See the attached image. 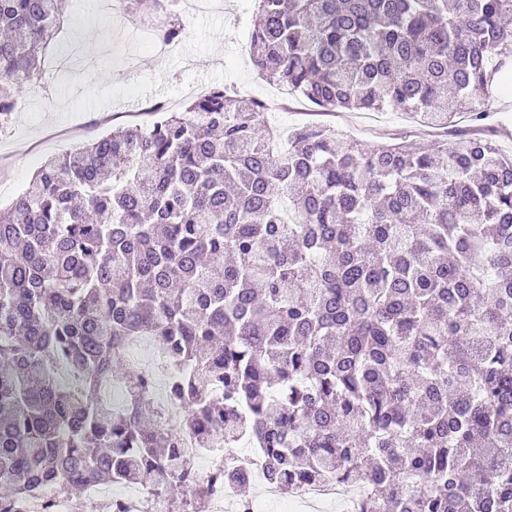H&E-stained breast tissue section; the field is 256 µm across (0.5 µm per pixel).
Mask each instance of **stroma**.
I'll use <instances>...</instances> for the list:
<instances>
[{
    "label": "stroma",
    "mask_w": 512,
    "mask_h": 512,
    "mask_svg": "<svg viewBox=\"0 0 512 512\" xmlns=\"http://www.w3.org/2000/svg\"><path fill=\"white\" fill-rule=\"evenodd\" d=\"M257 0H222L208 13L182 7L188 36L165 55L154 53L128 20L95 0H71L64 31L48 50L44 73L23 88L22 111L0 130V205L18 194L50 157L72 151L112 129L148 124L137 104L161 100L174 110L215 86L233 87L267 107L280 135L309 122L330 125L370 145L405 138L424 142L435 127L387 109L327 113L306 101H285L253 68L249 44Z\"/></svg>",
    "instance_id": "35a3bbf8"
}]
</instances>
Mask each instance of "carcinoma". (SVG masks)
<instances>
[{"instance_id":"1","label":"carcinoma","mask_w":512,"mask_h":512,"mask_svg":"<svg viewBox=\"0 0 512 512\" xmlns=\"http://www.w3.org/2000/svg\"><path fill=\"white\" fill-rule=\"evenodd\" d=\"M68 2L0 0V129ZM260 2L266 81L473 133L309 125L278 152L265 104L219 86L48 159L0 210V512L89 480L208 512L252 483L242 447L286 495L363 487L350 512H512V154L482 130L512 0ZM142 337L180 364L173 427L126 356ZM185 436L224 449L211 481Z\"/></svg>"}]
</instances>
